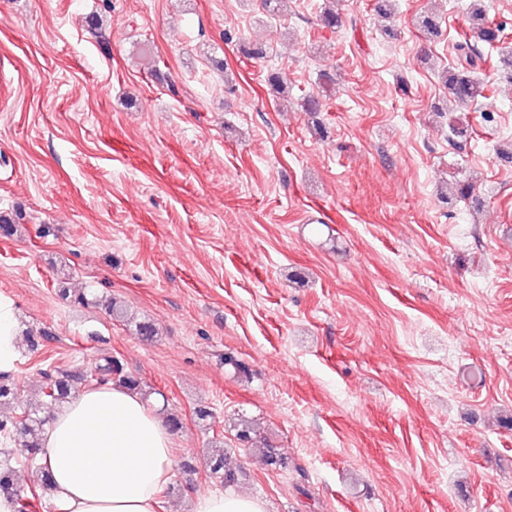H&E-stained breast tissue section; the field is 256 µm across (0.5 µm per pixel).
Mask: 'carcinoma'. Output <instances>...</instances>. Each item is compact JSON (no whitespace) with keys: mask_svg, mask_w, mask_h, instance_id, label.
<instances>
[{"mask_svg":"<svg viewBox=\"0 0 512 512\" xmlns=\"http://www.w3.org/2000/svg\"><path fill=\"white\" fill-rule=\"evenodd\" d=\"M320 22L323 27L336 29L344 24L342 13L336 9V0H324ZM441 17L425 11L417 17L416 25L425 35L439 34ZM502 39V27L490 21L482 8V0H473L469 9L468 33L456 43V61L442 68L441 79L448 89L447 105L436 106L434 111L448 113V130L451 139L458 141L468 137L457 112L476 105L487 98V84L478 77V70L488 59V52L498 47ZM113 383L130 391L141 393V379L129 371L124 362L112 355H104L90 369L53 366L43 372L39 388L41 398L49 405H62L76 390L94 384ZM19 400L18 389L12 374L0 373V410L15 409ZM46 420L27 411L19 415L0 414V437L8 439L10 447L0 448V495H7L16 502L17 512H35L37 502L50 490V474L41 464L40 453ZM20 457L38 474V490L27 496L15 486L12 460ZM210 475L226 487L238 481L239 467L228 456L224 442L207 451Z\"/></svg>","mask_w":512,"mask_h":512,"instance_id":"carcinoma-1","label":"carcinoma"}]
</instances>
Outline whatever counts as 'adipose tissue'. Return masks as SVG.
Here are the masks:
<instances>
[{
    "mask_svg": "<svg viewBox=\"0 0 512 512\" xmlns=\"http://www.w3.org/2000/svg\"><path fill=\"white\" fill-rule=\"evenodd\" d=\"M173 457L163 418L115 385L85 388L57 411L43 448L57 512H157ZM191 512H265V506L236 493L199 492Z\"/></svg>",
    "mask_w": 512,
    "mask_h": 512,
    "instance_id": "ef3b65f1",
    "label": "adipose tissue"
}]
</instances>
